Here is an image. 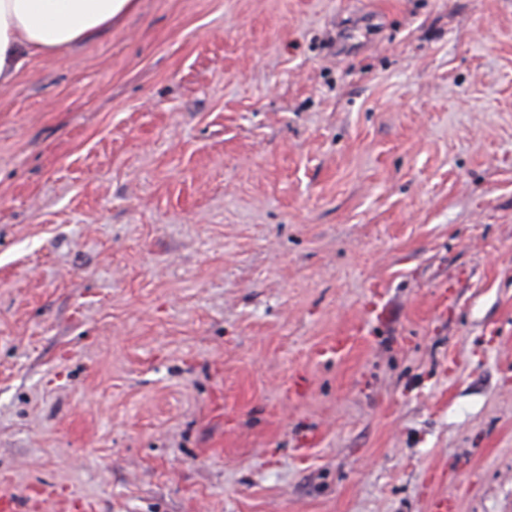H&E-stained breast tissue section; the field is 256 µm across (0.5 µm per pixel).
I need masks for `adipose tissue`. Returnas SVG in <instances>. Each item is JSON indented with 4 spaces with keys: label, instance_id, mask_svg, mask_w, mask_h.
Returning <instances> with one entry per match:
<instances>
[{
    "label": "adipose tissue",
    "instance_id": "ef3b65f1",
    "mask_svg": "<svg viewBox=\"0 0 512 512\" xmlns=\"http://www.w3.org/2000/svg\"><path fill=\"white\" fill-rule=\"evenodd\" d=\"M136 0H0V85L37 55H63L111 32Z\"/></svg>",
    "mask_w": 512,
    "mask_h": 512
}]
</instances>
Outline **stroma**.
I'll return each instance as SVG.
<instances>
[{
    "label": "stroma",
    "instance_id": "1",
    "mask_svg": "<svg viewBox=\"0 0 512 512\" xmlns=\"http://www.w3.org/2000/svg\"><path fill=\"white\" fill-rule=\"evenodd\" d=\"M19 512H512V0H137L0 85Z\"/></svg>",
    "mask_w": 512,
    "mask_h": 512
}]
</instances>
